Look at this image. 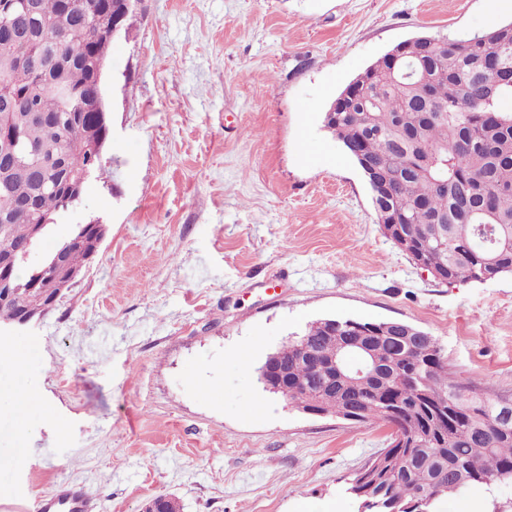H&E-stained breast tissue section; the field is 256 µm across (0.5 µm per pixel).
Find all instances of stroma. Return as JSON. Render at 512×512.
Segmentation results:
<instances>
[{"label": "stroma", "mask_w": 512, "mask_h": 512, "mask_svg": "<svg viewBox=\"0 0 512 512\" xmlns=\"http://www.w3.org/2000/svg\"><path fill=\"white\" fill-rule=\"evenodd\" d=\"M512 21L491 0H142L109 51L105 172L66 223L101 250L38 323L26 387L0 409V505L81 484L90 512H358L347 482L391 429L265 390L267 354L321 319L399 320L449 366L512 395V274L448 285L383 233L324 126L337 95L416 36ZM512 512V483L441 512ZM10 405L21 421H24L31 412L41 408L37 397L20 386L11 391Z\"/></svg>", "instance_id": "35a3bbf8"}]
</instances>
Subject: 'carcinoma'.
I'll use <instances>...</instances> for the list:
<instances>
[{"label": "carcinoma", "instance_id": "cac0c4a2", "mask_svg": "<svg viewBox=\"0 0 512 512\" xmlns=\"http://www.w3.org/2000/svg\"><path fill=\"white\" fill-rule=\"evenodd\" d=\"M111 0H32L0 11V133L18 159L0 181V251L16 259L9 294L0 292V323L9 324L46 304L57 287L50 268L82 269L92 225H73L57 242L52 229L80 205L75 175L103 169L94 153L106 134L96 122L103 73L95 64L113 43L112 25L128 29L134 12ZM356 92H341L324 127L354 159L373 171L369 182L376 216L393 219L390 232L411 259L444 283L480 282L494 261L495 276L512 274V23L448 43L441 55L426 37L400 43L383 61L358 74ZM40 232L33 233V226ZM45 249L33 265L24 252ZM348 336L371 327L384 351L376 373L352 381L341 404L354 421L391 425L402 416L408 445L385 449L366 512H416L421 496L430 512L451 494L488 488L486 478L512 481V421H499L503 396L448 370L437 341L402 321L324 319L279 351L288 371L320 386L323 360L336 352L324 340L331 326ZM307 340L311 356L297 345Z\"/></svg>", "mask_w": 512, "mask_h": 512}]
</instances>
